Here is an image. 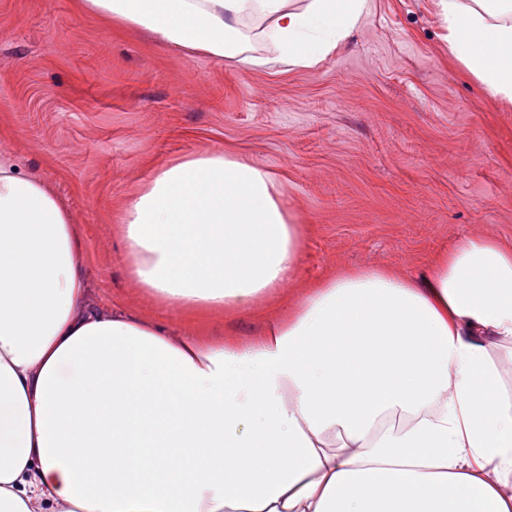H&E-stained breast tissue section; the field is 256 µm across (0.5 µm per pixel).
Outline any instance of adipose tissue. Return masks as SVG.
Wrapping results in <instances>:
<instances>
[{
  "instance_id": "1",
  "label": "adipose tissue",
  "mask_w": 512,
  "mask_h": 512,
  "mask_svg": "<svg viewBox=\"0 0 512 512\" xmlns=\"http://www.w3.org/2000/svg\"><path fill=\"white\" fill-rule=\"evenodd\" d=\"M186 54L311 68L368 0H76ZM448 55L512 104V0H436ZM136 287L174 312L290 286L302 226L221 151L158 167L119 215ZM79 227L0 152V512H512V246L462 238L415 275L343 269L250 339L88 302Z\"/></svg>"
}]
</instances>
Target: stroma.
Listing matches in <instances>:
<instances>
[{"instance_id": "35a3bbf8", "label": "stroma", "mask_w": 512, "mask_h": 512, "mask_svg": "<svg viewBox=\"0 0 512 512\" xmlns=\"http://www.w3.org/2000/svg\"><path fill=\"white\" fill-rule=\"evenodd\" d=\"M434 0H370L336 53L292 67L191 57L72 0H0V149L81 226L90 300L181 327L135 288L118 216L152 171L190 152L264 166L308 226L291 292L209 326L255 336L341 268L418 272L470 235L512 245V107L448 60Z\"/></svg>"}]
</instances>
